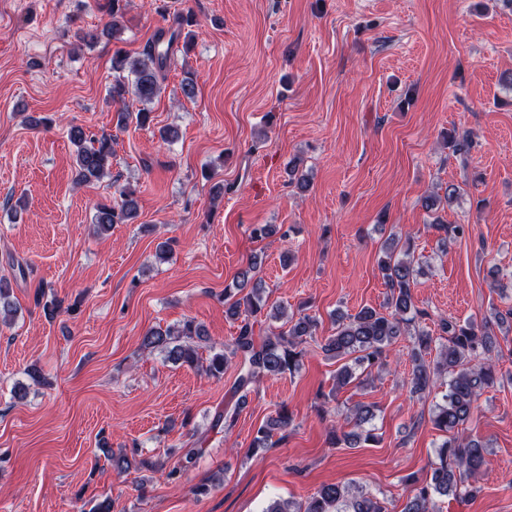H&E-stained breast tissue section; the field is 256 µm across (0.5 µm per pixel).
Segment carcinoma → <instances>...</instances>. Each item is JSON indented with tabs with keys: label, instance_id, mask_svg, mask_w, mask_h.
I'll use <instances>...</instances> for the list:
<instances>
[{
	"label": "carcinoma",
	"instance_id": "1",
	"mask_svg": "<svg viewBox=\"0 0 512 512\" xmlns=\"http://www.w3.org/2000/svg\"><path fill=\"white\" fill-rule=\"evenodd\" d=\"M98 9L108 17L102 29H87L78 33L85 44H95L105 35L115 36L122 28L126 0H98ZM197 25L194 14L177 12L172 15L168 28L160 29L136 56L117 51L112 56V86L110 98L119 104L116 125L125 128L133 123L144 127L152 122L148 104L162 93V84L174 56V46L184 41L190 47L192 27ZM133 96L141 108L131 111L126 105L127 96ZM69 138L76 146L75 165L77 181L83 184L99 181L110 174L112 166V135L88 134L81 126L69 130ZM446 145L458 155L469 154L473 141L469 135H448ZM119 200L96 206L94 224L102 233L114 224H131L138 217L135 191L125 185L117 188ZM437 197H427L422 206L433 214L428 227L448 233V225L436 216ZM257 260H251L240 269L233 287L224 289L225 313L238 323L237 335L228 346H210L212 355L207 359L205 371L213 377L224 375V369L233 365L236 377L234 392L245 400L248 393L266 377H278L297 371L305 356L299 345L314 338L318 320L309 314L286 316L274 310L266 315L271 320L286 318V327L272 330L261 341H256L254 325L258 315L266 307L265 288L255 275ZM380 270L387 288L383 311L363 307L354 315L336 320L335 332L324 339L322 352L345 364L336 372V385H349L354 379L352 366L366 370L383 365L390 347L402 336L409 338L408 356L412 363L411 391L415 394L430 393L436 387L437 377L448 374V393L436 406L432 423L436 429L447 434L436 450V459L430 464L429 479L421 482L414 477L405 480L407 496L402 512H432L431 504L437 496L453 495L456 498H473L479 492L477 486L485 465V448L482 443L471 440L464 443L453 432L466 423L474 409L480 392L497 380L492 362L494 351L491 333L485 324L473 320L459 322L442 319L439 322L440 337L446 340L441 345L439 360L435 365L427 364L426 356L433 351L434 336L420 325L426 313L414 301L413 288L417 285L420 269L414 260V245L406 241L399 245L396 237L388 238L385 258ZM207 341L203 325L187 319L177 327H153L141 339V348L164 354L174 364L196 366L199 364L196 342ZM240 405L217 414L211 429L219 426L230 430L237 422ZM373 416L370 408L357 405L341 414L343 420L352 425V430L342 435H333L337 445L355 448L361 443L376 441L375 436L363 429ZM291 417L285 408L276 416L266 420L256 430L252 439V451L268 447L274 432L284 431ZM266 512H385L380 501L368 492L353 489L348 485L326 484L310 496L305 504L292 511L274 502Z\"/></svg>",
	"mask_w": 512,
	"mask_h": 512
}]
</instances>
